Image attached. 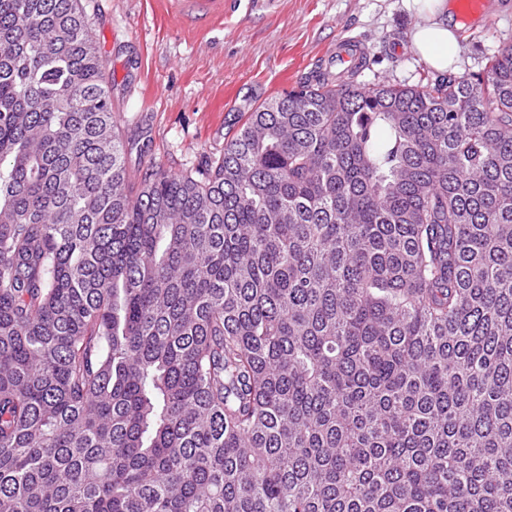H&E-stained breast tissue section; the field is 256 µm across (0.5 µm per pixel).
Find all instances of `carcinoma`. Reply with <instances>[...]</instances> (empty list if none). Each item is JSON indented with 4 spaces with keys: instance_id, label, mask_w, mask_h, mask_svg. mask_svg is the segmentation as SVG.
Segmentation results:
<instances>
[{
    "instance_id": "carcinoma-1",
    "label": "carcinoma",
    "mask_w": 512,
    "mask_h": 512,
    "mask_svg": "<svg viewBox=\"0 0 512 512\" xmlns=\"http://www.w3.org/2000/svg\"><path fill=\"white\" fill-rule=\"evenodd\" d=\"M360 69L135 188L80 0H0V512H512V46Z\"/></svg>"
}]
</instances>
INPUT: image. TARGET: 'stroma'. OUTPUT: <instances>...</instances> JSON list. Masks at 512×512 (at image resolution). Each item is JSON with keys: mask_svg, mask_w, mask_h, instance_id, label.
I'll return each instance as SVG.
<instances>
[{"mask_svg": "<svg viewBox=\"0 0 512 512\" xmlns=\"http://www.w3.org/2000/svg\"><path fill=\"white\" fill-rule=\"evenodd\" d=\"M93 23L133 184L150 166L178 175L223 152L250 111L332 64L348 37L373 58L361 84L414 85L427 64L409 46L417 20L404 0H237L207 31L162 0H82ZM456 76L482 72L512 45V0H487L457 33Z\"/></svg>", "mask_w": 512, "mask_h": 512, "instance_id": "obj_1", "label": "stroma"}]
</instances>
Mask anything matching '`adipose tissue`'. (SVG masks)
Masks as SVG:
<instances>
[{"mask_svg":"<svg viewBox=\"0 0 512 512\" xmlns=\"http://www.w3.org/2000/svg\"><path fill=\"white\" fill-rule=\"evenodd\" d=\"M418 20L409 34L416 53L436 71L445 73L456 64L458 42L448 18V0H412Z\"/></svg>","mask_w":512,"mask_h":512,"instance_id":"ef3b65f1","label":"adipose tissue"}]
</instances>
